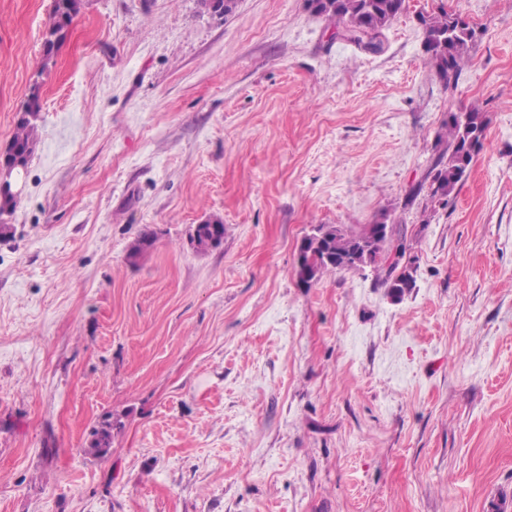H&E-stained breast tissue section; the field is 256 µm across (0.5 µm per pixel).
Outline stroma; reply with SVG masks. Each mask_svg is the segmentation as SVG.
I'll list each match as a JSON object with an SVG mask.
<instances>
[{"label":"stroma","mask_w":512,"mask_h":512,"mask_svg":"<svg viewBox=\"0 0 512 512\" xmlns=\"http://www.w3.org/2000/svg\"><path fill=\"white\" fill-rule=\"evenodd\" d=\"M51 4L0 0V149L42 104L0 238V512H512V0H406L377 53L305 0H84L45 69ZM441 8L476 32L453 90ZM471 106L444 206L435 136ZM383 212L402 301L369 267L298 285L314 226ZM423 50L437 79L445 88L455 89L475 39V30L461 15L440 9L420 14ZM486 130V114L476 107L450 113L435 137L436 156L429 171L430 200L448 203V198L467 178L483 147ZM224 242V224L220 219L208 220L204 224H195L191 243L197 252H207ZM118 427V423L112 421V415H106L90 430L84 452L95 456L106 455L112 447V433Z\"/></svg>","instance_id":"stroma-1"}]
</instances>
